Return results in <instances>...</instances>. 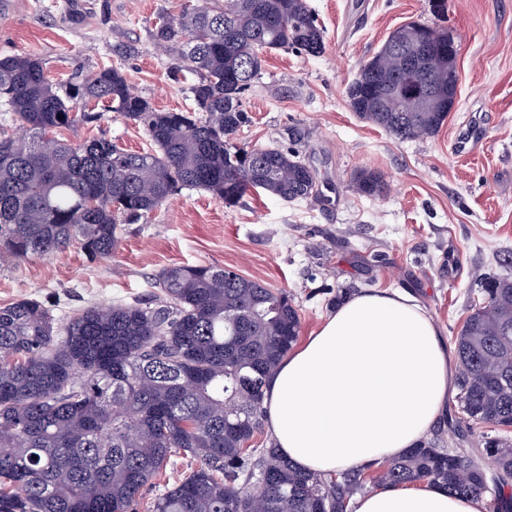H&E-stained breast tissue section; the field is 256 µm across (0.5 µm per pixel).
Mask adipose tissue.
Here are the masks:
<instances>
[{
	"label": "adipose tissue",
	"instance_id": "adipose-tissue-1",
	"mask_svg": "<svg viewBox=\"0 0 512 512\" xmlns=\"http://www.w3.org/2000/svg\"><path fill=\"white\" fill-rule=\"evenodd\" d=\"M455 377L436 322L406 295L370 290L347 297L289 353L264 407L281 454L306 472L335 474L418 445ZM355 512H484V503L420 483L360 496Z\"/></svg>",
	"mask_w": 512,
	"mask_h": 512
}]
</instances>
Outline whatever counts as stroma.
<instances>
[{
  "label": "stroma",
  "instance_id": "1",
  "mask_svg": "<svg viewBox=\"0 0 512 512\" xmlns=\"http://www.w3.org/2000/svg\"><path fill=\"white\" fill-rule=\"evenodd\" d=\"M203 0H13L0 15V56L34 55L49 79L77 83L122 67L135 92L159 110L195 106L191 74L158 49L160 16ZM324 30L321 55H266L260 79L241 94L248 116L232 143L294 151L316 174L313 196L286 203L261 191L226 208L210 193L179 189L135 224L119 225L111 258L70 247L0 265V305L36 299L68 319L88 306L133 301L175 264L229 268L288 291L300 339L346 297L371 289L410 293L446 342L470 313L481 280L512 278V0H307ZM420 21L458 45V102L433 137L400 141L352 112L346 89L391 31ZM485 129L462 153L466 125ZM103 134L129 150L149 148L141 125L117 113L61 131L73 143ZM381 172V196L353 186L360 169Z\"/></svg>",
  "mask_w": 512,
  "mask_h": 512
}]
</instances>
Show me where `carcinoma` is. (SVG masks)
<instances>
[{"mask_svg":"<svg viewBox=\"0 0 512 512\" xmlns=\"http://www.w3.org/2000/svg\"><path fill=\"white\" fill-rule=\"evenodd\" d=\"M349 84L358 117L406 141L435 136L448 118V34L399 26ZM154 39L194 74L192 111L165 112L133 93L121 68L57 88L32 55L0 57V103L26 134L0 127V256L43 258L78 245L109 258L118 223L135 224L180 187L237 206L247 192L285 202L312 195L314 171L291 150L237 148L239 95L265 55L317 56L324 31L306 0H207L168 16ZM431 96L400 89L414 54ZM101 105L87 111L84 104ZM115 112L141 124L151 148L130 151L105 136L77 144L61 129ZM357 190L378 196L383 175L362 170ZM159 298L89 306L62 322L36 299L0 306V512H138L142 490L175 456L187 473L145 512H348L366 488L427 482L451 495L488 492L512 512V446L482 427H512V280L487 277L482 301L455 336L462 447L419 444L378 466L324 478L274 447L250 441L266 418L264 386L298 339L288 292L210 265H172Z\"/></svg>","mask_w":512,"mask_h":512,"instance_id":"obj_1","label":"carcinoma"}]
</instances>
